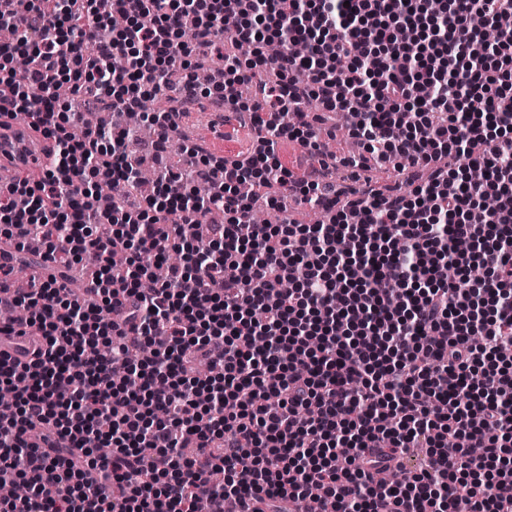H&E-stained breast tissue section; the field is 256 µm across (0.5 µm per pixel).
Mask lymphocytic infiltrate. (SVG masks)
<instances>
[{"instance_id":"f902f5d3","label":"lymphocytic infiltrate","mask_w":512,"mask_h":512,"mask_svg":"<svg viewBox=\"0 0 512 512\" xmlns=\"http://www.w3.org/2000/svg\"><path fill=\"white\" fill-rule=\"evenodd\" d=\"M97 0L0 5V113L39 117L53 142L35 184L0 190V241L42 243L53 267H83L93 299L58 278L14 295L35 360L0 357V473L28 485L0 512H255L257 502L318 499L325 512H512V30L493 44L474 17L512 18V0ZM234 17L225 32V17ZM197 38L184 43L186 19ZM286 49L269 56L264 47ZM252 45L250 63L226 43ZM32 60L17 76L15 55ZM218 56L198 89L192 61ZM190 97L232 95L262 133L247 154L188 150L182 174L138 190L121 127L80 120L53 90L134 108L173 59ZM374 165L408 193L352 197L298 177L281 144L311 152L335 114ZM483 169L474 182L470 171ZM107 183L119 202L97 205ZM293 192L318 224H257L242 184ZM227 217L209 238L203 213ZM182 252L142 291L139 255ZM481 265L484 275L470 270ZM220 367L200 378L198 363ZM155 450L145 467L141 446ZM350 449L356 468L341 466ZM424 449L425 468L404 458ZM223 472L215 485L214 472Z\"/></svg>"}]
</instances>
